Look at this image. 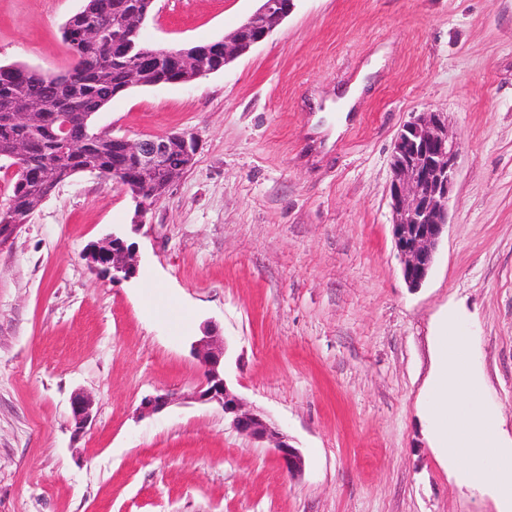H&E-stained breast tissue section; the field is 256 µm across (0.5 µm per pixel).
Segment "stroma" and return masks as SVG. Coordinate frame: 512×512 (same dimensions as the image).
<instances>
[{"label": "stroma", "mask_w": 512, "mask_h": 512, "mask_svg": "<svg viewBox=\"0 0 512 512\" xmlns=\"http://www.w3.org/2000/svg\"><path fill=\"white\" fill-rule=\"evenodd\" d=\"M83 0H0V65L56 73ZM259 0L156 5L151 46L207 44ZM344 129L320 113L371 61ZM436 111L462 142L449 224L408 288L391 234L393 141ZM131 141L193 135L194 165L139 231L119 187L81 173L0 248V512H497L428 434L434 337L456 312L483 406L512 437V0H296L261 43L191 84L135 86L92 119ZM129 227L137 276L84 254ZM214 322L232 389L304 456L192 398ZM173 396L140 416L141 399ZM94 398L83 434L70 398Z\"/></svg>", "instance_id": "obj_1"}]
</instances>
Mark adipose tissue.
<instances>
[{
	"instance_id": "ef3b65f1",
	"label": "adipose tissue",
	"mask_w": 512,
	"mask_h": 512,
	"mask_svg": "<svg viewBox=\"0 0 512 512\" xmlns=\"http://www.w3.org/2000/svg\"><path fill=\"white\" fill-rule=\"evenodd\" d=\"M438 346L440 367L429 389L435 441L458 483L480 486L489 471H496L504 512H512V447L502 442L480 404L479 384L466 364L469 343L455 318H448Z\"/></svg>"
}]
</instances>
